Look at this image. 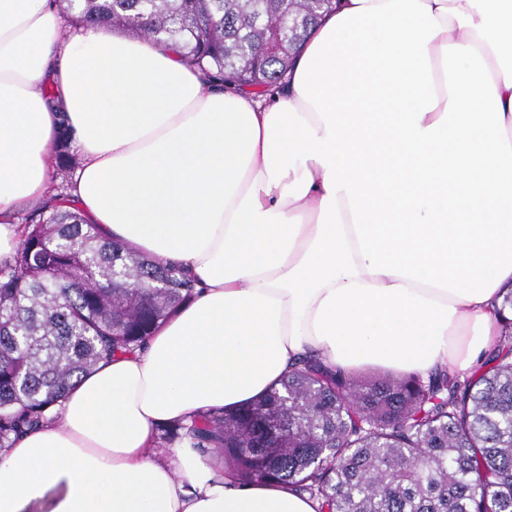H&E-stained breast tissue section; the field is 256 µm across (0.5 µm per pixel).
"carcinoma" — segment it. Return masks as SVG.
Returning <instances> with one entry per match:
<instances>
[{
    "label": "carcinoma",
    "instance_id": "carcinoma-1",
    "mask_svg": "<svg viewBox=\"0 0 512 512\" xmlns=\"http://www.w3.org/2000/svg\"><path fill=\"white\" fill-rule=\"evenodd\" d=\"M74 20L175 50L210 79L271 90L335 3L66 0ZM279 33L290 52L264 40ZM0 263V450L45 422L102 360L134 352L195 296L182 269L102 237L48 200ZM512 291L500 336L472 374L425 380L331 372L299 361L233 411L159 428L256 483L288 484L317 512H512Z\"/></svg>",
    "mask_w": 512,
    "mask_h": 512
}]
</instances>
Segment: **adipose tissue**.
I'll return each mask as SVG.
<instances>
[{
    "label": "adipose tissue",
    "instance_id": "adipose-tissue-1",
    "mask_svg": "<svg viewBox=\"0 0 512 512\" xmlns=\"http://www.w3.org/2000/svg\"><path fill=\"white\" fill-rule=\"evenodd\" d=\"M53 0H0V261L51 184L196 296L0 450V512H315L220 473L189 424L299 355L352 374L474 368L512 289V0H338L265 104L147 40L61 37Z\"/></svg>",
    "mask_w": 512,
    "mask_h": 512
}]
</instances>
